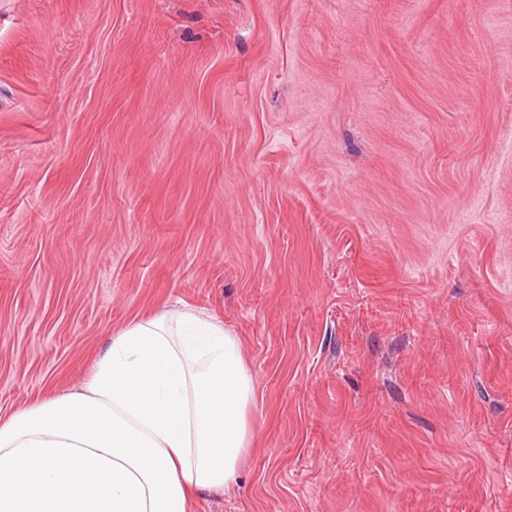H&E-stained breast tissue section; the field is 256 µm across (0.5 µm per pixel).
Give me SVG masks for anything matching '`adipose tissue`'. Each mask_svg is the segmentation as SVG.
I'll use <instances>...</instances> for the list:
<instances>
[{"label": "adipose tissue", "mask_w": 512, "mask_h": 512, "mask_svg": "<svg viewBox=\"0 0 512 512\" xmlns=\"http://www.w3.org/2000/svg\"><path fill=\"white\" fill-rule=\"evenodd\" d=\"M253 392L214 317L134 322L90 381L0 422V512H190L197 492L236 479Z\"/></svg>", "instance_id": "adipose-tissue-1"}]
</instances>
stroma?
<instances>
[{
    "mask_svg": "<svg viewBox=\"0 0 512 512\" xmlns=\"http://www.w3.org/2000/svg\"><path fill=\"white\" fill-rule=\"evenodd\" d=\"M183 304L192 512H512V0H0V419Z\"/></svg>",
    "mask_w": 512,
    "mask_h": 512,
    "instance_id": "stroma-1",
    "label": "stroma"
}]
</instances>
